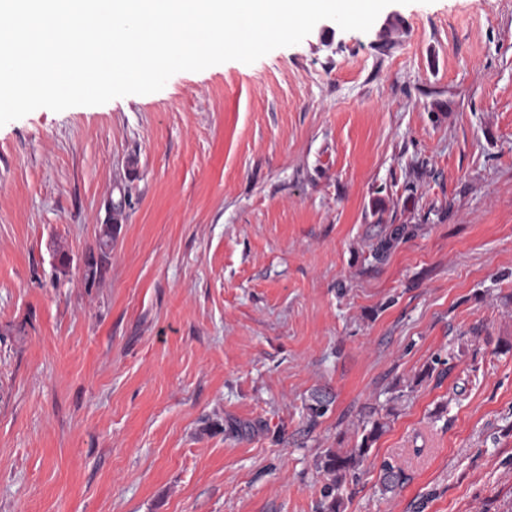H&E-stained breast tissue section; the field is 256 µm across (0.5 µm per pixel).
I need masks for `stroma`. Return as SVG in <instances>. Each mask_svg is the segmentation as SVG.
I'll use <instances>...</instances> for the list:
<instances>
[{
    "label": "stroma",
    "mask_w": 512,
    "mask_h": 512,
    "mask_svg": "<svg viewBox=\"0 0 512 512\" xmlns=\"http://www.w3.org/2000/svg\"><path fill=\"white\" fill-rule=\"evenodd\" d=\"M386 11L0 126V512H319L368 406L342 512H512V0ZM383 424L375 421L370 431L364 435L358 448L348 450L329 449L321 455L316 461V467L327 477L328 482L324 484L321 495L322 512H338L340 509V489L341 484L348 474L358 469L359 465L369 455L371 450L370 443L376 438L382 430Z\"/></svg>",
    "instance_id": "obj_1"
}]
</instances>
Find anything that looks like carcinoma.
<instances>
[{"label": "carcinoma", "mask_w": 512, "mask_h": 512, "mask_svg": "<svg viewBox=\"0 0 512 512\" xmlns=\"http://www.w3.org/2000/svg\"><path fill=\"white\" fill-rule=\"evenodd\" d=\"M407 232L408 229L404 224L394 228L389 236L380 241L375 255L379 258L384 257ZM382 428L383 424L375 421L370 431L362 438L359 447L350 448L345 451L340 448L336 450L329 449L317 459V469L328 477V482L324 484L321 491L322 512H339L341 484L346 476L355 472L369 455L370 443L376 438Z\"/></svg>", "instance_id": "1"}]
</instances>
